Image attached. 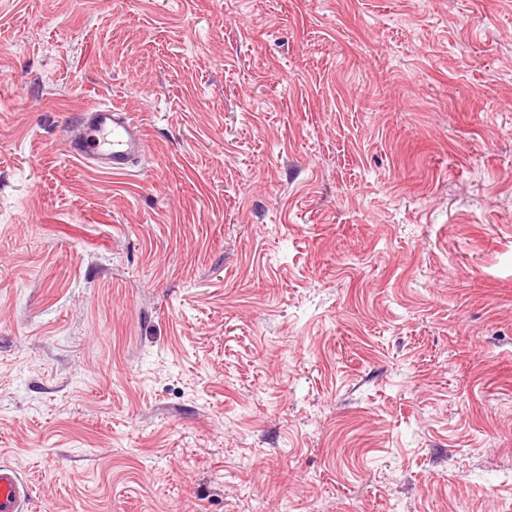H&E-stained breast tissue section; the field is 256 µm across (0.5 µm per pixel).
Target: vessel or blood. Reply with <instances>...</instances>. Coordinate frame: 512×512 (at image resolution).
<instances>
[{
  "mask_svg": "<svg viewBox=\"0 0 512 512\" xmlns=\"http://www.w3.org/2000/svg\"><path fill=\"white\" fill-rule=\"evenodd\" d=\"M68 148L75 158L91 160L99 169L124 174L145 154L147 142L142 126L129 112L94 105L84 116L81 133L69 137ZM32 496L31 482L13 467L0 464V512H24Z\"/></svg>",
  "mask_w": 512,
  "mask_h": 512,
  "instance_id": "vessel-or-blood-1",
  "label": "vessel or blood"
}]
</instances>
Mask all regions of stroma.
I'll use <instances>...</instances> for the list:
<instances>
[{
    "instance_id": "stroma-1",
    "label": "stroma",
    "mask_w": 512,
    "mask_h": 512,
    "mask_svg": "<svg viewBox=\"0 0 512 512\" xmlns=\"http://www.w3.org/2000/svg\"><path fill=\"white\" fill-rule=\"evenodd\" d=\"M101 103L129 175L68 152ZM0 462L28 512H512V0H0Z\"/></svg>"
}]
</instances>
